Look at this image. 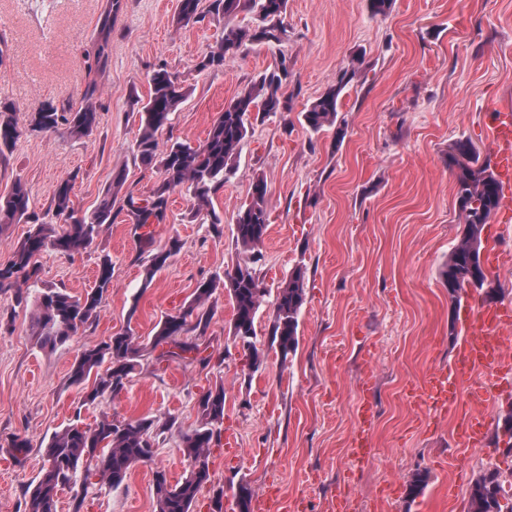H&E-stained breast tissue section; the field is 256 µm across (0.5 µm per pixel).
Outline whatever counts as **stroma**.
<instances>
[{
  "label": "stroma",
  "mask_w": 512,
  "mask_h": 512,
  "mask_svg": "<svg viewBox=\"0 0 512 512\" xmlns=\"http://www.w3.org/2000/svg\"><path fill=\"white\" fill-rule=\"evenodd\" d=\"M105 6L106 0H0L6 42L0 102L15 107L14 118L26 129L8 161L0 162V196L22 179L41 220L52 221L54 187L70 176L74 204L86 213L115 172H126L124 188L137 195L156 185L158 169L134 159L135 102L146 98L159 65L189 90L171 116V130L194 145L225 104L282 57L293 71L292 109L254 123L235 176L213 199L223 224H209L178 189L152 244L119 218L103 225L82 254L40 256L38 281L23 286L33 297L47 287L84 296L101 258L112 260V286L98 318L65 344L42 346L32 307L0 293V310L10 319L9 329L0 331V512H22L46 444L69 423L91 425L104 413L120 421L172 414L176 423L157 439L151 460L136 464L120 487L97 482L82 510L157 512L154 474L166 472L173 482L186 474L181 435L198 426L197 400L218 383L226 395L224 427L234 432L237 447L230 454L223 444L212 447L211 480L195 512H213L218 500L233 512V490L242 481L254 502L273 489L283 502L304 498V512H328L344 487L355 512H465L469 482L479 472L495 466L512 482V452L496 426H488L480 450L459 454L452 419L422 418L403 396L407 382L453 363L466 308L512 305V223L492 227L502 259L488 269L491 293L468 291L455 308L440 281L461 232L448 146L464 138L481 158H493L494 114L512 108V0H394L383 15L372 14L369 0H288L286 37L242 46L219 71L197 64L225 28L254 26V13H208L179 27V0H123L112 20L108 60L92 68L87 50ZM345 69L353 76L335 125L311 132L305 110ZM91 83L98 112L91 136L28 131L35 112L50 103L80 105ZM256 176L267 185L270 210L256 265L268 290L256 318L259 369L242 366L233 307L220 289L210 301L214 316L205 335H186L210 364H159L147 355L118 395L85 403L81 388L69 382L83 346L127 328L149 343L159 322L190 302L199 282L240 260L234 219ZM173 237L179 252L143 286L149 251ZM298 266L305 271L306 302L299 345L284 359L271 347L273 295ZM367 376L377 453L356 465L349 443ZM17 434L30 442L20 462L9 447ZM418 472L429 482L412 499L408 482Z\"/></svg>",
  "instance_id": "stroma-1"
}]
</instances>
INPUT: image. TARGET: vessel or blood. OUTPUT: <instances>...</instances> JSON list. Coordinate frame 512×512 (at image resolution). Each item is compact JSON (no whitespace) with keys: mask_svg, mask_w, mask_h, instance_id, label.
I'll use <instances>...</instances> for the list:
<instances>
[{"mask_svg":"<svg viewBox=\"0 0 512 512\" xmlns=\"http://www.w3.org/2000/svg\"><path fill=\"white\" fill-rule=\"evenodd\" d=\"M493 138L496 144L494 164L502 190L501 221L506 224L512 222L511 110L496 113ZM506 323H512V308L508 306L468 312L465 333L453 366L432 369L407 388V394L416 407L452 415L455 422L453 438L459 452L481 447L484 442L487 427L484 412L494 408L498 396L474 379L472 373L479 366L493 363L500 348L512 342V337L502 330ZM464 394L471 402L467 409L459 403ZM359 411V424L353 433L350 450L354 458L364 459L372 453L375 408L371 401L366 400Z\"/></svg>","mask_w":512,"mask_h":512,"instance_id":"obj_1","label":"vessel or blood"}]
</instances>
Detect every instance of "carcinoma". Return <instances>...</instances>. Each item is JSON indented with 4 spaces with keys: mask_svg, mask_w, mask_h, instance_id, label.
Segmentation results:
<instances>
[{
    "mask_svg": "<svg viewBox=\"0 0 512 512\" xmlns=\"http://www.w3.org/2000/svg\"><path fill=\"white\" fill-rule=\"evenodd\" d=\"M201 0H180L176 23L185 25L201 18ZM288 0H212L210 12L224 17L240 12H254L260 22L251 28H228L224 36L203 56L198 69L224 67L226 56L237 52L243 45L266 44L279 41L287 30L282 16ZM122 8V0H108V8L100 19L99 37L93 45V61L98 65L108 56L112 17ZM291 72L286 60L259 75L236 98L224 107L211 125L202 144L168 137L160 143L158 133L170 124V116L188 95L179 76L158 67L150 76V91L138 109L140 133L135 143V159L146 166H159L160 181L148 195L140 198L128 192L117 199L107 191L91 215L86 216L75 208L72 200L75 177L58 182L53 191L54 213L64 220L55 227L34 219L27 237L18 243L12 257L0 264V291L15 290L17 303L24 300L21 285L37 281V257L47 250L73 256L86 251L98 237L105 224L114 222L117 214L125 211L130 223L140 230L146 225L167 223L170 194L186 188L197 209H206L211 224L223 223L213 207V196L236 173V161L244 140L253 123L277 112L291 110L288 94ZM350 81L349 71L342 72L336 85L330 87L304 113V121L313 132L336 121L339 98ZM96 93L88 85L83 104H70L57 108L49 104L35 113L29 123L30 131H51L64 127L73 138H85L96 127L97 113L92 99ZM13 108L0 106V159L11 151L25 133L14 120ZM448 169L456 183L459 213L463 219L461 239L448 257L440 277L448 288V299L454 306L460 304L466 288L476 279H488L481 260L483 230L488 219L497 211L501 202L500 185L491 169L490 160L479 161L473 143L468 139L454 142L448 150ZM32 217L30 190L22 179L14 180L9 192L0 196V233L10 224ZM269 204L264 180L253 179L249 200L235 217V238L245 257L224 277L214 276L195 289L193 299L183 311L167 316L153 336L150 347L137 342L132 330L112 334L108 339L85 346L75 357L70 371V383L87 389L85 401L93 403L106 395L115 396L125 386L140 366L147 350L161 351L155 361L161 363L184 354L199 353V344L179 339L194 332L203 336L212 319L213 311L205 306L218 285H223L233 306V335L249 349V369L255 371L261 363V354L253 345L256 336L255 317L266 296L253 267L254 257L263 242L269 225ZM180 248L179 240L171 238L168 247L153 253L144 267V285H149L154 275ZM112 283V261L101 259L96 286L83 297L72 296L64 290L47 288L36 299L35 320L41 344L56 347L66 343L79 329L96 320L104 295ZM306 300L304 272L295 268L278 288L274 307L271 347L282 358L296 351L299 338V314ZM224 384L204 391L198 399L199 427L181 435L183 455L189 461V472L183 479L172 483L166 474L157 471L153 485L158 512H194L197 497L210 481L209 448L221 436L225 410ZM176 423L173 416L160 422L151 418L117 421L106 416L92 426L71 424L55 434L45 447V459L38 480L25 496L24 512H56L58 492L69 488L73 492V512H81L93 485L92 478L107 480L118 487L130 469L145 462L153 455L156 437L171 429ZM239 512H252V490L246 483H239L233 490ZM466 512H512V495L504 488L496 470L481 473L468 491Z\"/></svg>",
    "mask_w": 512,
    "mask_h": 512,
    "instance_id": "carcinoma-1",
    "label": "carcinoma"
}]
</instances>
